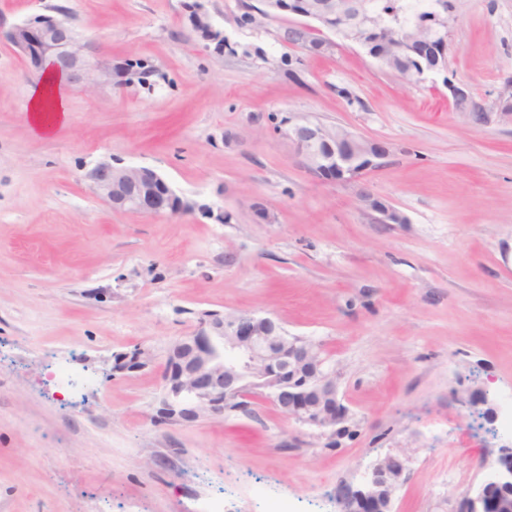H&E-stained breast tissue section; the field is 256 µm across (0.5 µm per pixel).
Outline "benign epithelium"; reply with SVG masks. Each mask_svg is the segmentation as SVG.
I'll return each instance as SVG.
<instances>
[{"label": "benign epithelium", "mask_w": 512, "mask_h": 512, "mask_svg": "<svg viewBox=\"0 0 512 512\" xmlns=\"http://www.w3.org/2000/svg\"><path fill=\"white\" fill-rule=\"evenodd\" d=\"M267 20L285 15L303 23L284 31L290 44L312 53L335 43L333 34L365 51L382 66L388 55L375 49L373 15L365 0H348L345 9L336 0H262ZM426 24L437 40L409 49L421 75H444L453 105L470 123H512V103L502 112H490L448 74V9L434 12ZM3 38L40 73L51 70L67 83L84 90L119 83L118 71L101 59L97 43L82 33L61 11L35 15L11 25ZM295 156L314 176L339 183L360 178L380 165L386 146L355 135L344 127L304 121L284 131ZM96 195L115 210L152 216L193 213L195 201L175 193L169 182L144 166H115L103 159L85 174ZM364 209L380 224H398L401 217L384 199L363 188ZM168 372L157 413L169 422L190 424L203 417L222 416L232 405L249 409L250 391L260 392L285 416L298 423L337 434L345 430L346 411L338 399L336 371L326 365L320 349L303 338L291 337L275 318L250 312L209 315L194 334L168 350ZM407 459L389 455L367 479L357 485L336 486L342 512H391L394 494ZM512 444L501 446L489 463V474L463 492L454 512H506L512 508Z\"/></svg>", "instance_id": "7a95c632"}]
</instances>
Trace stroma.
<instances>
[{"label": "stroma", "instance_id": "stroma-1", "mask_svg": "<svg viewBox=\"0 0 512 512\" xmlns=\"http://www.w3.org/2000/svg\"><path fill=\"white\" fill-rule=\"evenodd\" d=\"M64 9L146 83L53 88L0 41V512H341L338 483L409 459L393 512H451L488 474L512 392V125H469L444 78L491 110L512 100V0H449L448 75L408 83L345 42L311 53L284 17L238 0H0V24ZM202 11L223 46L191 22ZM359 97L348 104L340 94ZM342 125L382 141L359 184L322 181L277 129ZM102 159L163 174L213 216L113 210L83 177ZM207 312H257L321 345L348 410L329 436L267 402L154 424L165 353ZM144 350V367L115 357ZM68 366L91 383L71 393ZM57 77L48 74L42 86L34 94L30 105L31 124L40 133L49 134L63 118V109L61 103L54 100L53 113L48 114L44 109V99L49 87L57 82ZM359 198L364 209L373 214L379 224H398L402 221L397 211L386 200L376 196L367 187L360 191Z\"/></svg>", "mask_w": 512, "mask_h": 512}]
</instances>
